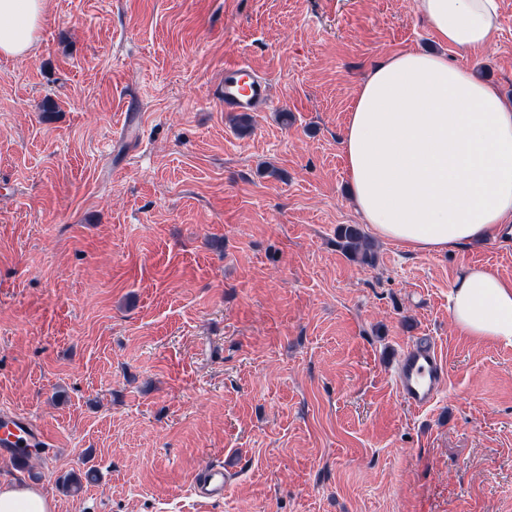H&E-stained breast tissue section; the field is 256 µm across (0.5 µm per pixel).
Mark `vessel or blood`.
<instances>
[{"instance_id": "1", "label": "vessel or blood", "mask_w": 512, "mask_h": 512, "mask_svg": "<svg viewBox=\"0 0 512 512\" xmlns=\"http://www.w3.org/2000/svg\"><path fill=\"white\" fill-rule=\"evenodd\" d=\"M220 96L225 110L257 111L269 103L270 88L267 81L247 65L229 63L224 67ZM446 377L442 354L432 339L423 336L410 342L401 353L395 383L403 402L414 410L423 411L436 403ZM46 442V432L31 417L6 411L0 413V450L20 460L24 449L38 448ZM226 486L223 467L212 465L195 475L191 493L198 502L209 503L223 499Z\"/></svg>"}]
</instances>
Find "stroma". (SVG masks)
Masks as SVG:
<instances>
[{"instance_id":"obj_1","label":"stroma","mask_w":512,"mask_h":512,"mask_svg":"<svg viewBox=\"0 0 512 512\" xmlns=\"http://www.w3.org/2000/svg\"><path fill=\"white\" fill-rule=\"evenodd\" d=\"M46 5L33 50L0 56V408L48 443L22 470L0 451V480L57 512H512V347L448 312L462 266L512 279V224L379 239L371 265L338 236L363 222L342 138L370 70L438 50L512 100V0L479 54L416 0ZM239 60L271 94L244 129L215 94ZM425 334L448 376L418 413L394 376ZM227 479L224 467L211 465L198 472L191 485V494L201 503L223 500Z\"/></svg>"}]
</instances>
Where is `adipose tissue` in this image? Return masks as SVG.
<instances>
[{"label": "adipose tissue", "mask_w": 512, "mask_h": 512, "mask_svg": "<svg viewBox=\"0 0 512 512\" xmlns=\"http://www.w3.org/2000/svg\"><path fill=\"white\" fill-rule=\"evenodd\" d=\"M436 37L470 51L490 43L496 0H416ZM46 0H0V56L38 40ZM343 157L356 209L375 236L408 250L445 251L494 238L512 223V102L441 55L385 57L360 84ZM448 311L457 329L512 346V279L462 267ZM55 502L0 482V512H54Z\"/></svg>", "instance_id": "obj_1"}]
</instances>
